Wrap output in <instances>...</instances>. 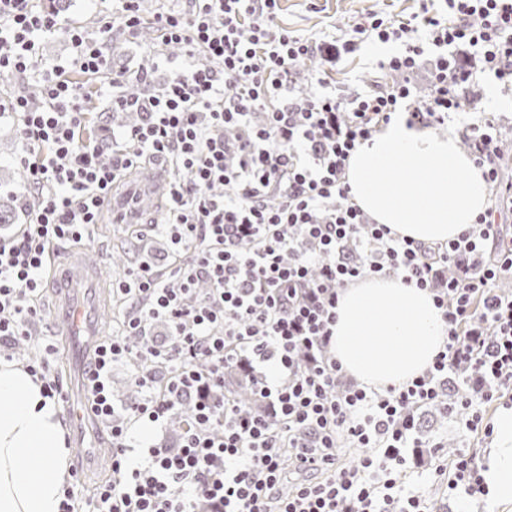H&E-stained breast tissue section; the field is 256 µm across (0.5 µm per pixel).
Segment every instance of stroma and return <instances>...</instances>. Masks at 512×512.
<instances>
[{
    "label": "stroma",
    "mask_w": 512,
    "mask_h": 512,
    "mask_svg": "<svg viewBox=\"0 0 512 512\" xmlns=\"http://www.w3.org/2000/svg\"><path fill=\"white\" fill-rule=\"evenodd\" d=\"M416 8L414 0H282L278 16L280 25L308 37L318 38L352 24L358 15L379 11L394 18L409 15ZM112 11V0H73L67 10V24L80 28L88 35H95ZM396 50L395 44L370 43L355 56L330 67L329 75L343 92L362 90L375 80L379 72L377 64ZM148 76L152 85L159 86L170 77L167 65L156 58L151 39L140 36L125 38L121 33L112 37V68L109 74L96 78L91 100L86 103L90 115L111 111L112 96L107 89L113 79H120L123 86L139 83L141 76ZM19 121L14 117L0 119V197L18 196L20 188L14 182V172L20 166L21 141L18 137ZM166 206L145 212L143 222L147 229L141 234H131L125 225L108 220L96 224L94 239L89 244L88 255L101 272L106 283L98 308V324L90 336H60L54 331L58 299L53 285H46L39 299L40 320L32 328V338L17 344V358H35L42 343L54 344L58 350L56 370L62 382L66 400L61 406L62 421L67 432L69 448H99L103 454L97 460L71 462L77 470L80 482L75 488L79 500H88L96 487L112 477V457L107 449L112 440L109 433L92 417L75 419L74 413L82 409L85 390L83 382L98 340L116 334L126 310L125 305L112 298L111 283L120 275L135 268L140 262H153L158 268H166L175 258V252L167 237L150 232L152 224L163 221ZM417 429L423 436L452 443L454 449L470 447L480 451L489 441L482 433L459 429L454 419L434 417L423 411L417 421ZM429 453L424 448L408 452L405 468V485L408 490L425 499L431 512H458L461 504H468L471 512H484L479 501L467 500L464 493L449 496L445 482L434 481L427 472Z\"/></svg>",
    "instance_id": "1"
}]
</instances>
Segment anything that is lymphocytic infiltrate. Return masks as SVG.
Returning <instances> with one entry per match:
<instances>
[{"instance_id": "1", "label": "lymphocytic infiltrate", "mask_w": 512, "mask_h": 512, "mask_svg": "<svg viewBox=\"0 0 512 512\" xmlns=\"http://www.w3.org/2000/svg\"><path fill=\"white\" fill-rule=\"evenodd\" d=\"M98 38L69 29L70 64L35 67L43 33L63 27L33 0H0V75L33 80L44 99L0 94V118L19 116L20 157L39 199L12 236L0 238V357L27 339L51 248L89 238L104 200L143 159L171 163L168 214L159 232L183 258L159 274L149 264L119 277L113 293L130 306L119 334L100 341L88 369L93 415L112 435L111 481L91 512H426L402 479L408 449L422 447L415 413L456 374L461 424L491 436L482 404L512 392V177L494 119L462 127L490 204L457 238L425 245L391 236L352 203L346 162L362 141L405 112L408 125H442L476 109L467 90L492 77L512 87V0H420L407 19L372 11L350 28L314 39L277 22L279 0H187L183 10L143 18L140 0H118ZM159 47L175 44L195 65L173 63L159 91L113 97L140 123L108 143L85 136L84 98L69 66L90 76L110 69L113 27L142 25ZM368 40L400 49L382 73L412 71L431 54L430 91L370 84L351 98L327 73L318 89L294 86L314 56L355 52ZM392 275L429 290L447 325L432 367L385 390L344 385L331 351L341 290ZM164 340L149 338L153 323ZM128 360L142 401L118 415L110 377ZM270 371L258 411L224 391L232 365ZM193 423L179 451L142 446L135 425L168 423L183 408ZM145 453L139 461L130 454ZM363 449L350 465L338 448Z\"/></svg>"}]
</instances>
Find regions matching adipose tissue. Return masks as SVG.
<instances>
[{"instance_id": "obj_1", "label": "adipose tissue", "mask_w": 512, "mask_h": 512, "mask_svg": "<svg viewBox=\"0 0 512 512\" xmlns=\"http://www.w3.org/2000/svg\"><path fill=\"white\" fill-rule=\"evenodd\" d=\"M349 198L393 236L432 244L459 236L490 187L455 132L395 116L351 153ZM20 364L0 358V512H60L70 450L58 406ZM481 476L488 512H512V406L493 420Z\"/></svg>"}]
</instances>
